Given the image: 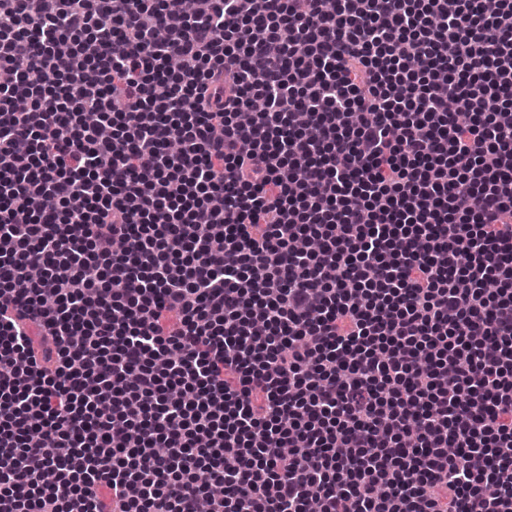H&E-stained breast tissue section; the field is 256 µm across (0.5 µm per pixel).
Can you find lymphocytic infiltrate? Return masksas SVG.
<instances>
[{
	"label": "lymphocytic infiltrate",
	"mask_w": 512,
	"mask_h": 512,
	"mask_svg": "<svg viewBox=\"0 0 512 512\" xmlns=\"http://www.w3.org/2000/svg\"><path fill=\"white\" fill-rule=\"evenodd\" d=\"M3 71L0 512H512V0H0Z\"/></svg>",
	"instance_id": "lymphocytic-infiltrate-1"
}]
</instances>
